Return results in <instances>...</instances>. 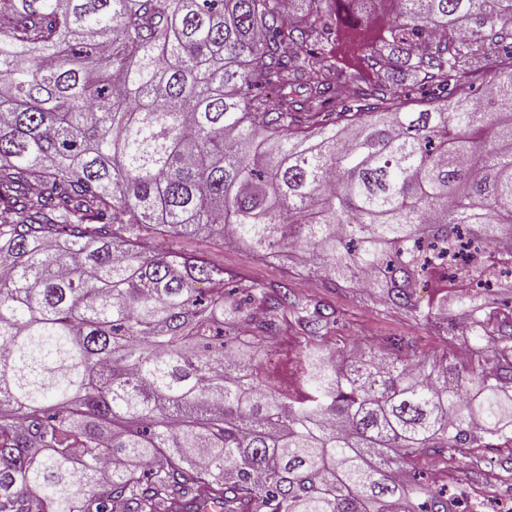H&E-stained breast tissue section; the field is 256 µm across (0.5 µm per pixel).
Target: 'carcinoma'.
Instances as JSON below:
<instances>
[{
  "instance_id": "obj_1",
  "label": "carcinoma",
  "mask_w": 512,
  "mask_h": 512,
  "mask_svg": "<svg viewBox=\"0 0 512 512\" xmlns=\"http://www.w3.org/2000/svg\"><path fill=\"white\" fill-rule=\"evenodd\" d=\"M295 2L0 0V512H453L419 459L512 435L490 269L436 251L512 240V0ZM201 230L368 274L470 358L340 367L288 284L158 248ZM293 324L284 394L254 360Z\"/></svg>"
}]
</instances>
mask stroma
<instances>
[{
    "instance_id": "1",
    "label": "stroma",
    "mask_w": 512,
    "mask_h": 512,
    "mask_svg": "<svg viewBox=\"0 0 512 512\" xmlns=\"http://www.w3.org/2000/svg\"><path fill=\"white\" fill-rule=\"evenodd\" d=\"M182 246L192 256L224 267L244 279L264 285L288 281L299 295L334 311L336 325L330 345L348 360L359 357L365 346L398 337L405 353L420 357L453 359L458 341L447 335L445 326L414 318L406 310L380 305L359 288H344L319 278L304 284L302 253L285 247L275 259L259 260L243 249L210 232L185 239ZM296 328L280 332L274 340L263 341L258 369L264 380L282 390L299 387L302 374L297 364ZM425 472L440 474L447 494L464 487L489 490L494 499H512V447L474 448L463 456L429 455L421 462Z\"/></svg>"
}]
</instances>
